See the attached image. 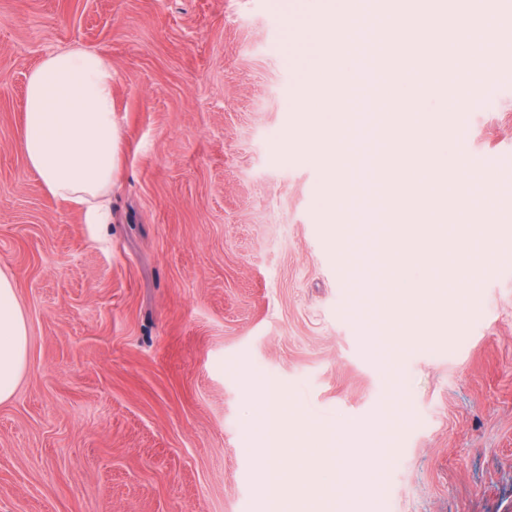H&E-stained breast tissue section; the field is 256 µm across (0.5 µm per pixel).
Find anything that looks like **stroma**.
I'll list each match as a JSON object with an SVG mask.
<instances>
[{"label":"stroma","instance_id":"stroma-1","mask_svg":"<svg viewBox=\"0 0 512 512\" xmlns=\"http://www.w3.org/2000/svg\"><path fill=\"white\" fill-rule=\"evenodd\" d=\"M325 0H0V272L28 326L0 403V512H512V265L459 316L395 292L414 341L391 373L350 316L325 112L299 109ZM81 45L112 63V221L51 197L20 146L30 73ZM512 182V85L458 135ZM274 398L267 433L246 380ZM344 437L346 478L302 451ZM275 438L283 487L261 486ZM379 456L363 468L362 459Z\"/></svg>","mask_w":512,"mask_h":512}]
</instances>
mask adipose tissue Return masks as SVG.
I'll return each instance as SVG.
<instances>
[{
  "label": "adipose tissue",
  "mask_w": 512,
  "mask_h": 512,
  "mask_svg": "<svg viewBox=\"0 0 512 512\" xmlns=\"http://www.w3.org/2000/svg\"><path fill=\"white\" fill-rule=\"evenodd\" d=\"M21 148L49 195L81 208L86 223H109L116 168L111 63L83 48L46 58L28 80ZM27 348L15 283L0 272V403L15 390Z\"/></svg>",
  "instance_id": "1"
}]
</instances>
